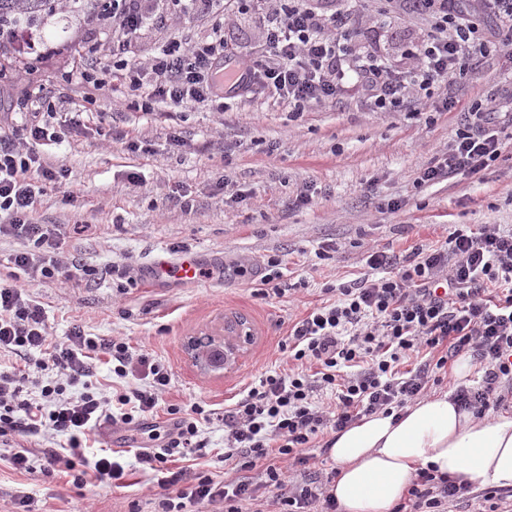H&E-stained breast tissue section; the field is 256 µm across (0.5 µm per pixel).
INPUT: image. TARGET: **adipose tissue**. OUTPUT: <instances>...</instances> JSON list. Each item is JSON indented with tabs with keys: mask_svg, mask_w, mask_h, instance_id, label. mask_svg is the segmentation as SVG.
<instances>
[{
	"mask_svg": "<svg viewBox=\"0 0 512 512\" xmlns=\"http://www.w3.org/2000/svg\"><path fill=\"white\" fill-rule=\"evenodd\" d=\"M328 492L340 512H392L417 469L475 485L512 487V411L475 418L450 394L423 397L400 416L375 413L333 433Z\"/></svg>",
	"mask_w": 512,
	"mask_h": 512,
	"instance_id": "obj_1",
	"label": "adipose tissue"
}]
</instances>
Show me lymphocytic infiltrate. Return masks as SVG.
<instances>
[{"mask_svg": "<svg viewBox=\"0 0 512 512\" xmlns=\"http://www.w3.org/2000/svg\"><path fill=\"white\" fill-rule=\"evenodd\" d=\"M261 0H112V37L132 43L152 25L159 10L212 17L230 6L246 9ZM413 11L428 15L431 27L408 50L406 70H395L374 50L352 53L346 42L347 19L329 13L316 0H284L272 9L261 51L236 73V46L216 26L209 40L191 41L176 34L146 62H120L87 50L72 60L84 100L97 104L103 91L135 96L143 111L165 105L169 111L229 108L218 80L234 85L238 97L262 88L294 112L335 100L340 88L367 91L373 111L397 112L407 99H431L447 89L458 66L477 64L491 50L484 18L512 32V0H479L475 12L462 0H405ZM67 96L65 88L16 87L0 82V106L19 99L21 121L0 120V236L25 241L10 255L0 278V350L24 364L0 370V442L30 438L49 429L66 437L63 452L50 461L66 470L82 457L89 438L102 426L129 427L153 414L171 383V371L144 349L121 338L88 336L76 325L66 340L50 339L45 310L26 294L21 281L63 279L82 287L97 274L80 256L64 257L65 225L33 220L40 197L62 190L64 164H44L40 148L52 140L53 121ZM512 139V120L501 121L497 108L469 112L458 124L447 153L422 167L418 184L454 177L475 178L503 158ZM368 274L325 285L332 302L314 308L287 338L288 367L266 372L248 386L222 414L200 404L172 407L165 435L150 433L154 445L136 452L139 463L156 468L174 454L202 449L199 421L224 428V458L250 469L266 461L261 484L248 477L222 484L206 476L181 487V473L161 478L174 489L162 512H173L176 500L192 504L223 503L225 512H242L243 502L258 489L271 493L275 512H304L317 505L336 512L335 498L318 479L290 482L287 468L268 464L270 451L288 466L306 464V451L318 437L344 429L362 417L402 411L430 385H441L448 363L470 356L480 373L477 384L455 386L453 400L475 417L487 416L506 398L512 383V229L483 224L461 225L446 242L415 245L405 255L369 251ZM417 367L404 369L411 356ZM106 359L117 378L141 377L142 386L108 396L93 391L97 362ZM54 370L55 379L41 373ZM493 488L475 491L468 483L418 469L406 497L393 512H447L450 504L476 497L498 498Z\"/></svg>", "mask_w": 512, "mask_h": 512, "instance_id": "f902f5d3", "label": "lymphocytic infiltrate"}]
</instances>
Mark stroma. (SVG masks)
<instances>
[{"instance_id":"35a3bbf8","label":"stroma","mask_w":512,"mask_h":512,"mask_svg":"<svg viewBox=\"0 0 512 512\" xmlns=\"http://www.w3.org/2000/svg\"><path fill=\"white\" fill-rule=\"evenodd\" d=\"M348 11L353 49L373 48L397 70L406 69L411 41L430 27L423 14L399 0H336ZM268 16L258 9L232 10L224 32L251 61L265 35ZM490 55L475 69L464 68L447 93L452 111L440 98L422 101L419 116L408 111H373L365 91L343 89L338 102L301 114L258 93L239 100L225 113L195 109L181 114L143 112L131 98L119 97L108 118L112 137L99 136L97 116L62 142L41 148L45 162H63L67 181L77 190L74 203L58 192L42 196L37 220L68 224L63 251L84 257L103 273L85 288L61 281L28 282L24 289L43 305L49 332L65 340L73 325L92 337L120 336L132 347L149 350L172 371L163 396L166 406L193 402L223 411L267 370L284 367L280 345L292 325L325 301L324 284L363 277L366 249L397 254L417 243L441 245L459 224L512 227V142L506 161L483 179H452L415 187L420 169L448 149L461 112L472 104L490 107L512 83V35L486 19ZM15 60L12 76L21 83L58 84L70 71L81 45L99 54L112 51V9L107 0H59L55 9L10 26ZM202 41L209 21L164 15L141 31L128 55L148 59L171 34ZM187 143L175 151L171 131ZM139 144L130 150L129 141ZM278 144L268 153L270 144ZM231 186H223V178ZM313 186L312 205H286L305 186ZM194 200L183 211L173 191ZM329 259H319L324 247ZM194 253L207 274L195 285L148 283L157 257L178 260ZM280 259V285L304 282L294 294L253 296L250 285L265 273L268 259ZM138 271L136 284L107 275L114 264ZM246 268L239 276L238 268ZM241 317L253 331L224 371L206 374L186 351L190 337L220 336L227 319ZM206 448L172 457L169 471L186 469L214 482L234 479L224 464V429L200 422ZM60 438L49 433L29 439L35 470L12 468L9 447L0 446V512H158L167 492L151 470L134 466L123 487L90 483L78 488L71 473L49 464L48 450Z\"/></svg>"}]
</instances>
